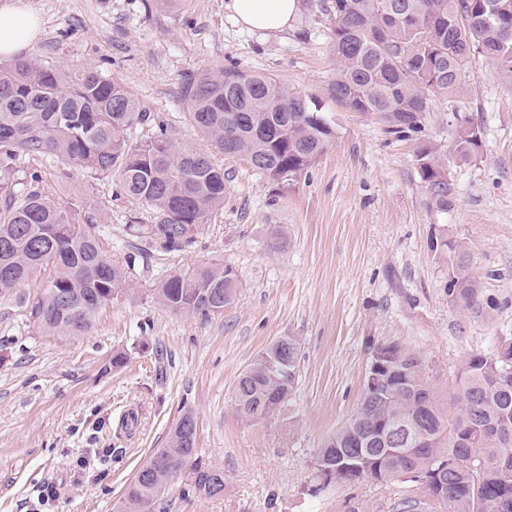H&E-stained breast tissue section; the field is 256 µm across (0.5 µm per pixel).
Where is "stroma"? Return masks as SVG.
Returning <instances> with one entry per match:
<instances>
[{
  "label": "stroma",
  "instance_id": "obj_1",
  "mask_svg": "<svg viewBox=\"0 0 512 512\" xmlns=\"http://www.w3.org/2000/svg\"><path fill=\"white\" fill-rule=\"evenodd\" d=\"M39 34L28 58L90 65L123 82L149 112L131 136L165 131L178 147L210 151L181 95L188 75L234 67L317 96L336 139L292 191H278L242 156L215 153L224 205L193 242L166 252L131 232L154 212L114 179L64 170L55 156L20 157L16 178L38 174L45 190L102 226L133 295L112 302L91 333L38 332L0 301V512H112L126 482L164 447L178 416L193 412L198 448L224 471V496L186 495L174 479L154 512H345L355 497L388 512L397 484H336L312 494L313 455L342 428L363 391L374 345L396 343L421 358L440 392L469 355L512 338V80L481 54L454 95L433 98L420 132L391 134L375 114L337 104L330 22L320 0H299L287 31L240 27L231 0H19ZM481 127L469 160L455 152L465 120ZM432 149L448 168V212L431 205L417 157ZM279 232L278 249L270 236ZM462 244L479 298L465 309L449 292ZM230 266L237 296L201 318L158 303L153 290L202 262ZM300 346L299 377L280 423L246 425L233 401L239 375L279 338ZM129 360L113 369L114 351ZM86 448H106L84 471ZM55 485L59 495L39 492Z\"/></svg>",
  "mask_w": 512,
  "mask_h": 512
}]
</instances>
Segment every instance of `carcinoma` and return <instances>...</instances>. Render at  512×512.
<instances>
[{"label":"carcinoma","mask_w":512,"mask_h":512,"mask_svg":"<svg viewBox=\"0 0 512 512\" xmlns=\"http://www.w3.org/2000/svg\"><path fill=\"white\" fill-rule=\"evenodd\" d=\"M507 6L493 13L492 3ZM336 54L330 93L354 112L380 116L390 132L421 129L433 96L458 91L470 58L482 53L512 78V0H332L325 9ZM192 122L227 155L248 159L277 188L293 190L330 148L335 128L321 101L275 79L236 68L199 73L182 90ZM147 112L118 80L88 66L60 68L31 58L0 63V300H15L42 333L73 338L93 329L99 312L131 292L127 271L104 248L96 224L57 201L39 175L11 178L20 157L55 156L114 178L124 194L153 210L155 224L137 232L166 251L192 242L194 232L224 203V169L195 148L176 150L165 133L134 141L129 130ZM480 127L457 132L462 160L478 146ZM430 198L448 212V173L430 149L418 155ZM456 255L453 300L477 304L476 282L466 273L464 247L436 242ZM43 292H23L40 275ZM238 283L233 270L206 262L171 275L155 299L175 313L213 314L231 304ZM380 381L363 385L355 412L319 448L313 469L322 487L364 480L393 481L423 489L401 490L391 512H429L441 500L452 512H512V340L492 353L473 354L458 367L448 397L439 395L430 370L397 344H378ZM300 347L293 337L273 342L240 374L235 409L250 426L278 420L295 387ZM183 413L127 483L116 512H151L171 481L186 477L191 495L224 496V471L202 456ZM403 427L400 438L389 430ZM477 457L496 459L481 472ZM167 462L156 465L157 459Z\"/></svg>","instance_id":"obj_1"}]
</instances>
